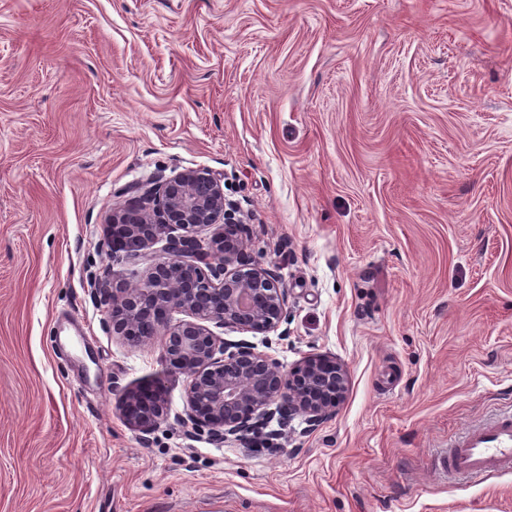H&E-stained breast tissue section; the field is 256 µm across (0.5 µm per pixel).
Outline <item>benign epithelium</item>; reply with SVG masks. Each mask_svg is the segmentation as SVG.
Listing matches in <instances>:
<instances>
[{"mask_svg": "<svg viewBox=\"0 0 512 512\" xmlns=\"http://www.w3.org/2000/svg\"><path fill=\"white\" fill-rule=\"evenodd\" d=\"M213 224H237L226 209L223 179L201 169H185L159 181L143 197L112 213L107 246L112 255L138 265L151 262L135 287L108 276H90L93 295L112 303V332L128 340L149 342L139 323L150 318L164 331L162 358L168 369L190 377L187 414L179 417L193 434L216 443L233 439L245 448H281L280 433L268 430L301 415L316 425L336 411L347 391L345 369L325 356L304 358L288 371L255 351L247 342L221 341L206 326L240 328L266 334L288 320L284 288L266 270L244 268L240 238L219 232L209 242L198 233ZM166 241V256L146 252ZM188 316L174 320V314ZM163 385L144 411L129 408L139 391L126 389L119 409L131 427L149 432L167 415Z\"/></svg>", "mask_w": 512, "mask_h": 512, "instance_id": "obj_1", "label": "benign epithelium"}]
</instances>
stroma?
<instances>
[{"instance_id": "35a3bbf8", "label": "stroma", "mask_w": 512, "mask_h": 512, "mask_svg": "<svg viewBox=\"0 0 512 512\" xmlns=\"http://www.w3.org/2000/svg\"><path fill=\"white\" fill-rule=\"evenodd\" d=\"M223 175L288 321L349 386L278 452L188 437L187 375L106 327L108 218ZM163 382L142 441L118 400ZM512 411V0H0V512H512L436 454Z\"/></svg>"}]
</instances>
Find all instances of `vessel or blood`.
I'll use <instances>...</instances> for the list:
<instances>
[{"mask_svg":"<svg viewBox=\"0 0 512 512\" xmlns=\"http://www.w3.org/2000/svg\"><path fill=\"white\" fill-rule=\"evenodd\" d=\"M444 473L484 479L512 471V414L483 425L465 427L444 455Z\"/></svg>","mask_w":512,"mask_h":512,"instance_id":"1","label":"vessel or blood"}]
</instances>
